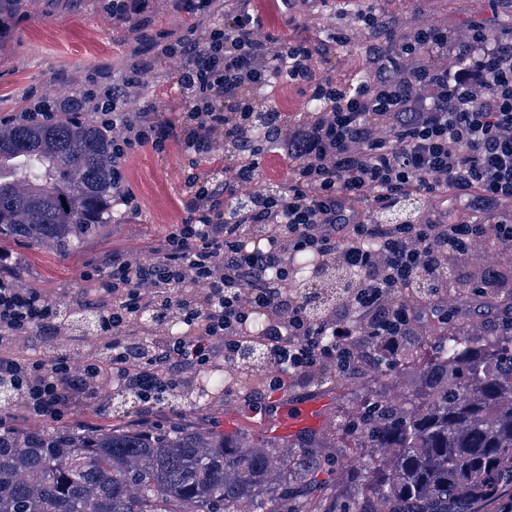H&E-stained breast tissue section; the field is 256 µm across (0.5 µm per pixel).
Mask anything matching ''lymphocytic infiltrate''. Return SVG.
Segmentation results:
<instances>
[{"mask_svg":"<svg viewBox=\"0 0 512 512\" xmlns=\"http://www.w3.org/2000/svg\"><path fill=\"white\" fill-rule=\"evenodd\" d=\"M220 9L227 25L160 46L149 39L138 50L180 61L188 107L177 122L162 119L150 100L125 110L142 93L137 68L113 81L99 105L112 134V184L128 211L137 209L122 164L130 151L148 145L161 153L173 142L193 168L209 165L187 178L185 218L146 243L149 260L115 252L83 273L82 304L96 312V335L111 358L89 354L76 375L68 354L42 359L12 348L19 336L51 345L70 329L63 301L20 284L9 254L0 253V380L40 415L91 404L106 375L150 407L215 361L236 364L251 352L274 374L268 387L249 392L259 401L328 363L356 370L364 326L378 353L396 359L416 332L417 301L443 310L449 255L487 237L512 244L511 33L477 21L470 40L453 47L447 27H404L371 7L361 15L366 78L356 84L329 67L337 45L349 41L343 30L325 41L259 40L260 18L246 0H197L199 13ZM276 81L320 97L324 110L292 120L266 106L263 93ZM260 113L275 131L262 144L249 136ZM270 153L285 161L284 179L245 194ZM410 198L420 209L381 223ZM450 201L464 206L453 219L443 209ZM301 252L317 268L360 273L317 318L292 288ZM420 278L430 285L423 299L413 290ZM172 316L183 325L176 336L164 332ZM259 316L266 326L255 336L250 323Z\"/></svg>","mask_w":512,"mask_h":512,"instance_id":"lymphocytic-infiltrate-1","label":"lymphocytic infiltrate"}]
</instances>
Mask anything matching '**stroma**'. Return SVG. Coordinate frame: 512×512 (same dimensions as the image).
<instances>
[{"instance_id":"obj_1","label":"stroma","mask_w":512,"mask_h":512,"mask_svg":"<svg viewBox=\"0 0 512 512\" xmlns=\"http://www.w3.org/2000/svg\"><path fill=\"white\" fill-rule=\"evenodd\" d=\"M336 0H296L290 16H283L277 0H250V7L263 18L254 36L266 39L274 34L284 38L317 40L332 33L336 21ZM386 9L408 24H447L456 41L470 36L471 20H486L497 32L512 30V0H387ZM195 18L177 10L172 0H155L144 33L158 36L167 32L184 35ZM8 27L0 32V119L18 116L34 101L45 98L63 103L68 98L111 82L121 75L137 44L136 30L113 21L104 0H23L21 7L9 15ZM178 64L157 56L153 68L143 72L144 93L130 98L125 108L135 112L145 98L154 99L163 118L175 120ZM187 160L177 147L159 153L151 147L133 152L124 162L127 185L139 202V211L126 214L118 224H104L84 238L71 251L38 246L9 237L0 239V250L11 253L19 280L44 289L50 295H66L78 300L84 293L81 274L86 266L111 250L124 253L142 251L144 243L161 234L168 225L181 223L185 217L180 200L184 187ZM512 268V246L476 242L467 257L448 262V282L464 281L467 271ZM476 297L461 300L448 297L449 314H460L459 327L477 341L491 337L499 315L494 311L477 312ZM431 314L418 312L415 336L395 370L368 365L355 373L321 369L289 389V396L306 398L321 394L332 401L335 424L333 434L344 448V462L352 466L360 456L355 453V435L347 431L352 417L362 411L368 397L380 394L400 400L406 391L404 376L419 370L436 352L437 340L428 331ZM92 407L77 404L60 418L38 417L22 403L0 411V423L17 430L33 424L81 427L99 425L145 426L163 432L176 425L223 429L225 414H239V427L251 429L253 417H246L239 392L228 391L217 400L190 408L177 402L154 406L151 412L135 410L128 414L113 412L111 379Z\"/></svg>"}]
</instances>
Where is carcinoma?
<instances>
[{"mask_svg": "<svg viewBox=\"0 0 512 512\" xmlns=\"http://www.w3.org/2000/svg\"><path fill=\"white\" fill-rule=\"evenodd\" d=\"M92 105H68L52 122L0 123V237L70 249L102 224L119 223L112 202V138ZM293 288L314 287L313 310L339 299L358 273L295 256ZM506 324L490 342L448 330L437 315V356L400 403L370 401L353 422L373 453L333 493L324 433L288 443L234 439L194 426L59 427L0 431V512H512V287L485 301ZM89 336L96 317L76 314ZM223 390L210 373L198 391L163 401L203 402Z\"/></svg>", "mask_w": 512, "mask_h": 512, "instance_id": "carcinoma-1", "label": "carcinoma"}]
</instances>
